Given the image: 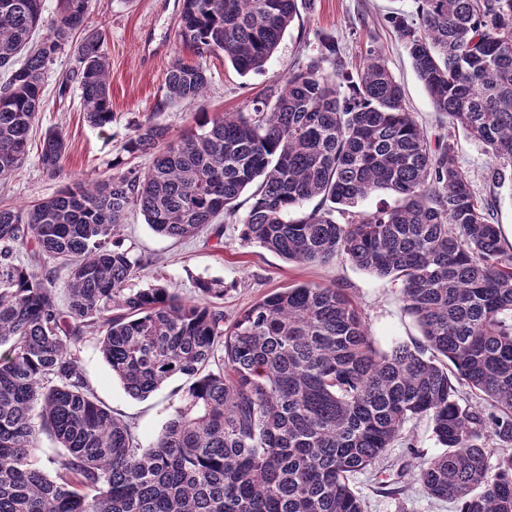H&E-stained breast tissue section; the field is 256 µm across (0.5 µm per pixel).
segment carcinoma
Segmentation results:
<instances>
[{
    "mask_svg": "<svg viewBox=\"0 0 512 512\" xmlns=\"http://www.w3.org/2000/svg\"><path fill=\"white\" fill-rule=\"evenodd\" d=\"M91 2L58 0L46 24L43 0H0V180L26 161L46 72L65 49L75 48L86 121H112L102 34L73 44ZM417 3V19L391 15L390 26L435 110L486 149L500 179L512 170V0ZM296 16L297 0H183L190 57L166 72L167 100L203 97V62L221 52L243 76L261 70ZM65 150L47 132L43 172L56 176ZM123 150L152 155L151 166L0 206V512H365L354 475L419 416L444 448L418 466L427 494L459 512H512V455L493 469L487 446L512 448V245L380 54L354 66L325 39L273 105L206 115L176 144L147 123ZM254 183L245 241L401 281L424 341L379 350L336 286L283 288L229 324L219 281L198 282V302L127 287L142 267L120 234L132 208L185 239L235 216ZM379 192L397 204L351 211ZM21 249L44 272L18 262ZM88 336L133 397L193 378L151 446L89 388L76 354ZM44 434L63 448L52 476L37 458Z\"/></svg>",
    "mask_w": 512,
    "mask_h": 512,
    "instance_id": "obj_1",
    "label": "carcinoma"
}]
</instances>
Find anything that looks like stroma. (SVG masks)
<instances>
[{
	"instance_id": "stroma-1",
	"label": "stroma",
	"mask_w": 512,
	"mask_h": 512,
	"mask_svg": "<svg viewBox=\"0 0 512 512\" xmlns=\"http://www.w3.org/2000/svg\"><path fill=\"white\" fill-rule=\"evenodd\" d=\"M179 4L180 0H131L127 5L122 0H93L89 26L102 32L110 60L112 121L102 129L86 122L77 81H68L67 90H60L66 73L77 66L72 53L61 54L47 72L45 108L30 132L26 161L15 176L0 182V205L20 207L54 196L77 182L148 169L151 155L132 159L123 150L138 126L149 122L164 125L175 140L195 128L200 111L248 112L254 101H274L289 71L316 57L321 38L329 37L336 40L345 57L357 62L372 50L383 54L404 88L409 112L430 135H447L478 196L497 198L495 221L505 239L512 242V188L497 186L491 179L493 162L483 147L463 133L451 131L447 120L436 112L404 45L387 21L396 11L414 14L416 0H303L295 21L262 71L242 76L223 56L211 57L204 64L208 78L205 99L169 103L165 100V73L176 58L187 54L177 32ZM50 130L61 131L67 142L61 172L53 178L43 173L39 163L41 142ZM238 203L236 216L224 219L218 230L180 241L157 234L139 211H131L122 237L144 267L129 281V288L161 284L196 301L200 298L198 281H222L224 317L230 322L279 289L307 282L333 285L347 290L380 350H389L396 342L421 340L419 326L400 301V281L376 276L343 260L322 265L289 263L246 243L239 219L252 204L250 193H243ZM77 354L96 397L131 425L142 445L152 444L178 406L188 378H172L160 390L138 399L128 395L113 377L95 339L85 338ZM441 451L428 417L407 421L385 458L355 477L354 486L366 512H456L454 504L429 496L416 479L419 461ZM399 485L405 486L404 494H395Z\"/></svg>"
}]
</instances>
